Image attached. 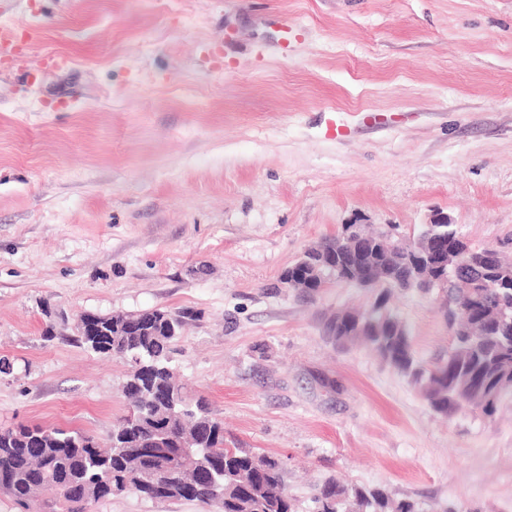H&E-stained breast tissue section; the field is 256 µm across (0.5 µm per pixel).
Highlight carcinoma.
I'll list each match as a JSON object with an SVG mask.
<instances>
[{"instance_id":"cac0c4a2","label":"carcinoma","mask_w":512,"mask_h":512,"mask_svg":"<svg viewBox=\"0 0 512 512\" xmlns=\"http://www.w3.org/2000/svg\"><path fill=\"white\" fill-rule=\"evenodd\" d=\"M457 306L459 289H442V313L456 323L448 357L426 365L414 353L406 326L387 309L388 293L364 312L342 310L328 324L339 345L362 341L419 389L434 412L451 416L470 405L491 414L512 391V289ZM101 326L94 336L71 341L87 351L134 362L123 385L138 411L112 425L99 442L78 430L18 424L0 426V495L19 512H93L114 494L133 493L150 500H188L220 512H295L281 463L247 448L224 447V421L204 399L187 401L175 381L171 346L185 315L167 310L90 317ZM165 434L172 456L159 461L141 449ZM195 439L190 454L176 441ZM313 512H425L422 504L396 498L381 488L351 487L324 481L312 498Z\"/></svg>"}]
</instances>
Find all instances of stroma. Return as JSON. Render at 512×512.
<instances>
[{"instance_id": "35a3bbf8", "label": "stroma", "mask_w": 512, "mask_h": 512, "mask_svg": "<svg viewBox=\"0 0 512 512\" xmlns=\"http://www.w3.org/2000/svg\"><path fill=\"white\" fill-rule=\"evenodd\" d=\"M1 24L23 65L0 61V426L106 437L129 365L72 343L77 316L185 311L179 377L226 447L281 461L296 512L329 478L512 512V394L437 414L325 333L377 290L281 280L345 224L439 211L512 256V0H0ZM439 302L388 303L426 364L452 346Z\"/></svg>"}]
</instances>
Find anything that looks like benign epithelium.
I'll use <instances>...</instances> for the list:
<instances>
[{"label":"benign epithelium","mask_w":512,"mask_h":512,"mask_svg":"<svg viewBox=\"0 0 512 512\" xmlns=\"http://www.w3.org/2000/svg\"><path fill=\"white\" fill-rule=\"evenodd\" d=\"M446 223L448 215L436 213L413 236L387 234L382 247L388 251L392 263L404 261L402 275L389 283L374 277L372 269L357 262L364 255L366 245L365 230L357 222L344 225L337 235L334 251L316 248L313 259L300 264L298 272L283 274V282L290 288L303 290L307 280L324 270L336 275L338 283L354 275L365 288H402L411 282L424 288H441L447 285L450 274L454 276L455 287L484 288L490 297L498 289L512 285L511 257L493 248L479 249L469 244L448 251V239L437 231V225Z\"/></svg>","instance_id":"benign-epithelium-1"}]
</instances>
